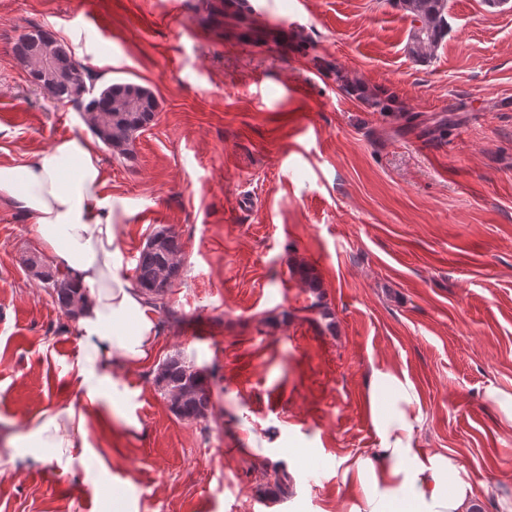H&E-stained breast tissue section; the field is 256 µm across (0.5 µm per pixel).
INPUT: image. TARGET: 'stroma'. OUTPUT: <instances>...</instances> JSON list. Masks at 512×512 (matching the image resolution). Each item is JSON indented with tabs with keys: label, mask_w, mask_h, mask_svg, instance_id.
<instances>
[{
	"label": "stroma",
	"mask_w": 512,
	"mask_h": 512,
	"mask_svg": "<svg viewBox=\"0 0 512 512\" xmlns=\"http://www.w3.org/2000/svg\"><path fill=\"white\" fill-rule=\"evenodd\" d=\"M271 4L246 40L208 0H0V165L90 133L16 59L36 25L99 83L157 99L134 161L100 151L124 272L162 227L182 245L175 316L148 363L113 372L90 453L13 471L0 449V512H336L341 459L378 442L375 369L415 385L421 447L481 481V512L512 499V423L486 397L512 395V8L448 0L447 34L416 58L400 0ZM285 19L295 39L271 36ZM41 253L0 205V446L81 400L77 325L25 266ZM177 352L209 378L203 421L153 382Z\"/></svg>",
	"instance_id": "35a3bbf8"
}]
</instances>
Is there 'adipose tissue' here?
I'll return each instance as SVG.
<instances>
[{
	"label": "adipose tissue",
	"instance_id": "adipose-tissue-1",
	"mask_svg": "<svg viewBox=\"0 0 512 512\" xmlns=\"http://www.w3.org/2000/svg\"><path fill=\"white\" fill-rule=\"evenodd\" d=\"M107 183L89 136L0 165V202L33 219L50 263L85 293L76 312L81 358L74 372L84 400L80 407L35 418L24 435L10 439V460L18 469L86 453V412L111 399L113 368L147 363L157 343V317L123 271L116 218L124 201L106 193ZM364 400L379 446L348 460L343 479L357 494L341 512H476L478 484L464 465L419 445L425 415L413 383L374 370Z\"/></svg>",
	"mask_w": 512,
	"mask_h": 512
}]
</instances>
